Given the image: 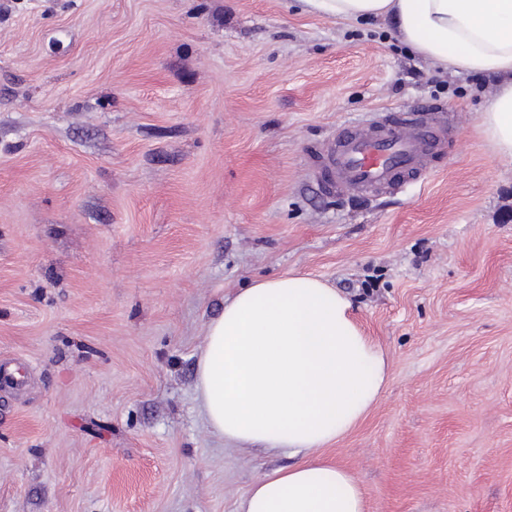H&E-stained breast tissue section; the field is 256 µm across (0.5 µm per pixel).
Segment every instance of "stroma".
<instances>
[{
  "label": "stroma",
  "mask_w": 512,
  "mask_h": 512,
  "mask_svg": "<svg viewBox=\"0 0 512 512\" xmlns=\"http://www.w3.org/2000/svg\"><path fill=\"white\" fill-rule=\"evenodd\" d=\"M493 91L299 0H0V512H237L292 459L210 429L196 361L226 297L293 272L347 294L387 356L322 452L367 512H512ZM426 111L448 147L423 179L313 180L340 128Z\"/></svg>",
  "instance_id": "1"
}]
</instances>
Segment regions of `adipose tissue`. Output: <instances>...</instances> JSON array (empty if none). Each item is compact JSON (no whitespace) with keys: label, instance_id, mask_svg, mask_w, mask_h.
Wrapping results in <instances>:
<instances>
[{"label":"adipose tissue","instance_id":"1","mask_svg":"<svg viewBox=\"0 0 512 512\" xmlns=\"http://www.w3.org/2000/svg\"><path fill=\"white\" fill-rule=\"evenodd\" d=\"M303 2L341 21L390 19L417 56L493 78L479 125L496 155L512 161V0ZM387 376L386 354L351 301L319 278L261 279L226 299L197 361L201 408L225 440L294 459L256 480L240 512H366L353 475L320 452L364 418Z\"/></svg>","mask_w":512,"mask_h":512}]
</instances>
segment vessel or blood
Returning <instances> with one entry per match:
<instances>
[{"label":"vessel or blood","instance_id":"obj_1","mask_svg":"<svg viewBox=\"0 0 512 512\" xmlns=\"http://www.w3.org/2000/svg\"><path fill=\"white\" fill-rule=\"evenodd\" d=\"M441 133L419 113L397 123L375 119L369 126L337 132L322 161L321 175L337 196L371 193L424 175Z\"/></svg>","mask_w":512,"mask_h":512}]
</instances>
